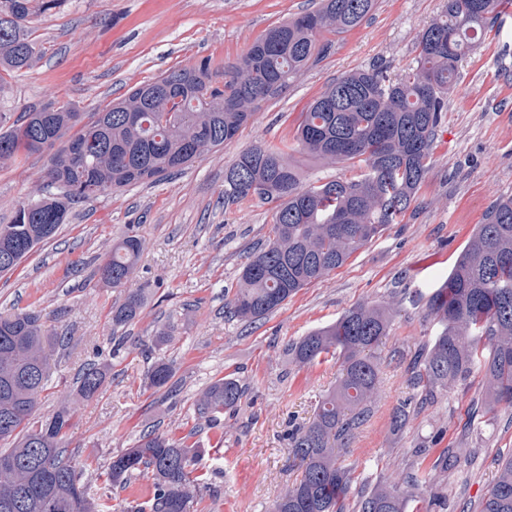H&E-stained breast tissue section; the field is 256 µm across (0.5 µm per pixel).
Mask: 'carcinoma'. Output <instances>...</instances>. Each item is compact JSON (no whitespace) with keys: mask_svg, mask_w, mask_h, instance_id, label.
<instances>
[{"mask_svg":"<svg viewBox=\"0 0 512 512\" xmlns=\"http://www.w3.org/2000/svg\"><path fill=\"white\" fill-rule=\"evenodd\" d=\"M32 2L0 0L4 71L32 67L37 51L26 22L37 11L55 8L58 0ZM498 2L446 0L442 13L419 34L418 57L405 74L393 78L373 67L342 75L301 113L292 145L253 146L225 170L224 208L249 197L277 202L269 243L240 268L225 303L230 318L262 320L397 223L431 168L459 64L498 17ZM374 5L375 0H319L316 9L270 28L224 64V71L206 59L170 68L87 123L68 105L34 109L10 125L1 112V164L22 150L53 154L41 196L21 203L12 223L0 224V275L50 239L73 203L153 183L236 138L261 101L323 52L320 34L354 28ZM290 150L323 165L357 167L361 174L306 185ZM144 246L145 239L130 228L97 267L99 281L120 295L112 305L116 327L134 321L146 303L145 289L133 287ZM425 311L439 326L414 366V384L425 396L433 399L479 370L485 412L512 405L511 197L497 199L486 211ZM397 312L393 300L358 305L288 345L287 355L297 365L339 357L342 377L313 421L288 432L302 475L276 498L272 512H420L418 487L445 483L460 462L463 449L444 448L422 472L410 473L401 462L390 478L357 488L354 472L338 463L337 453L349 447L378 402V369L370 351ZM51 347L40 314L0 316V441H16L0 452V512H99L65 448L75 407L66 403L46 417L36 415ZM106 371L95 363L84 368L80 400L100 392ZM173 375V366L158 360L148 370V383L162 388ZM244 395L238 380L217 378L196 400V411L216 421ZM410 418V402L395 406L390 429L404 430ZM198 456L199 449L180 439L146 432L112 456L109 476L119 488L136 474L151 477V497L133 512H195L198 489L191 466ZM478 512H512V456L499 463Z\"/></svg>","mask_w":512,"mask_h":512,"instance_id":"1","label":"carcinoma"}]
</instances>
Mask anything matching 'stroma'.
<instances>
[{
	"instance_id": "stroma-1",
	"label": "stroma",
	"mask_w": 512,
	"mask_h": 512,
	"mask_svg": "<svg viewBox=\"0 0 512 512\" xmlns=\"http://www.w3.org/2000/svg\"><path fill=\"white\" fill-rule=\"evenodd\" d=\"M316 3L60 0L28 25L39 52L33 67L0 74V112L16 120L55 103L91 115L169 68L203 58L223 67L268 29ZM444 3L376 0L357 27L322 34L328 51L262 101L234 140L159 181L75 203L54 237L14 272L0 275V312H39L50 334L69 340L51 351L39 415L73 396L87 364H111L100 393L78 405L66 440L96 503L128 512L149 498L150 477L116 492L108 466L113 455L153 430L200 448L197 512H271L301 475L285 435L312 420L342 365L338 358L292 365L288 345L351 307L388 298L400 312L373 351L381 399L339 462L359 481L374 483L390 476L397 460L430 466L413 450L437 439L464 455L449 474L447 503L423 512H462L465 504L480 502L501 459L512 454V407L471 414L480 373L411 417L399 434H391L389 415L421 393L409 365L437 330L425 317L428 296L447 279L493 201L512 196V13L500 15L462 60L431 169L398 223L260 322L248 325L224 313L239 269L268 241L274 212L273 204L256 199L225 207V168L250 146L291 141L299 113L342 74L373 66L404 74L418 55L419 32ZM48 159L37 152L0 165V224L11 223L19 204L36 192ZM132 225L146 240L136 285L148 302L133 323L116 328L111 310L118 294L100 283L96 270L113 239ZM166 324L173 337L152 347L156 328ZM161 358L173 362L175 374L156 389L146 373ZM223 376L238 379L246 393L210 425L199 418L195 401Z\"/></svg>"
}]
</instances>
